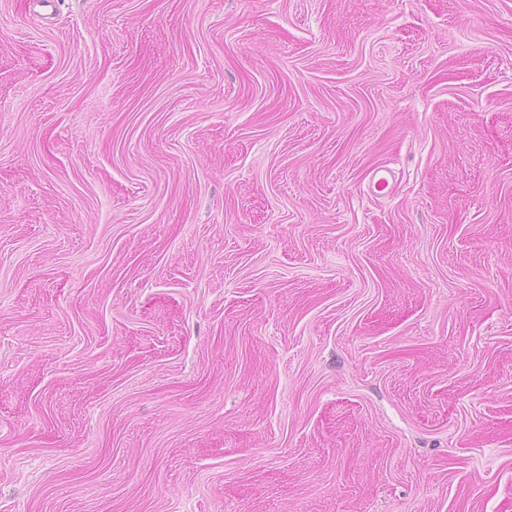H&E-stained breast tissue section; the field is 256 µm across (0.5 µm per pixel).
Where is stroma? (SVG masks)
Returning <instances> with one entry per match:
<instances>
[{
    "mask_svg": "<svg viewBox=\"0 0 512 512\" xmlns=\"http://www.w3.org/2000/svg\"><path fill=\"white\" fill-rule=\"evenodd\" d=\"M40 10L0 0V512H512V0Z\"/></svg>",
    "mask_w": 512,
    "mask_h": 512,
    "instance_id": "obj_1",
    "label": "stroma"
}]
</instances>
